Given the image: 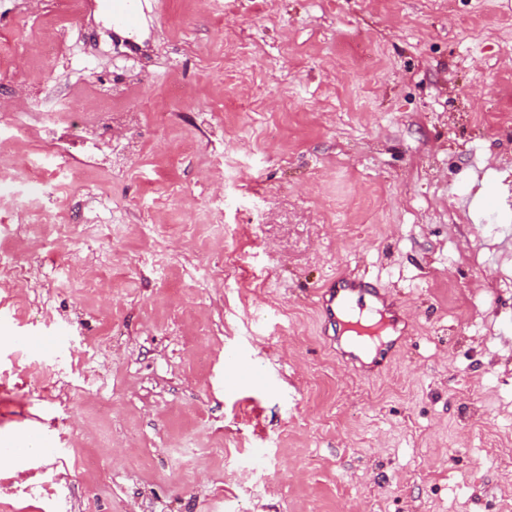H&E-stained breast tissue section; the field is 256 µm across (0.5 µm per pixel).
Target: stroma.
<instances>
[{"label":"stroma","mask_w":512,"mask_h":512,"mask_svg":"<svg viewBox=\"0 0 512 512\" xmlns=\"http://www.w3.org/2000/svg\"><path fill=\"white\" fill-rule=\"evenodd\" d=\"M155 7L132 50L0 0V449L48 441L0 512H500L512 0ZM340 272L409 314L382 372L325 343Z\"/></svg>","instance_id":"1"}]
</instances>
